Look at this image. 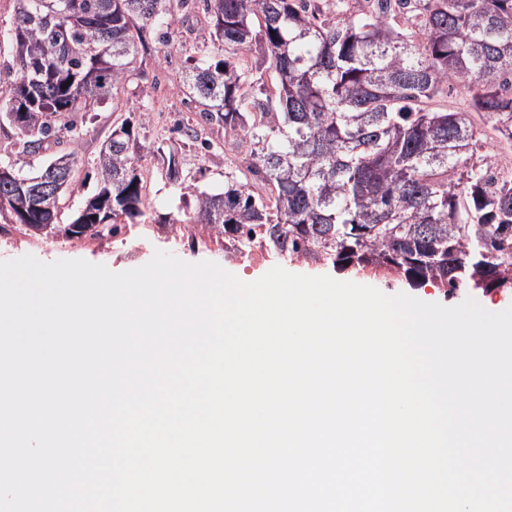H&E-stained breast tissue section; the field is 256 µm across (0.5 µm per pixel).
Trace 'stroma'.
Segmentation results:
<instances>
[{
    "instance_id": "obj_1",
    "label": "stroma",
    "mask_w": 512,
    "mask_h": 512,
    "mask_svg": "<svg viewBox=\"0 0 512 512\" xmlns=\"http://www.w3.org/2000/svg\"><path fill=\"white\" fill-rule=\"evenodd\" d=\"M210 22V15L201 6H175L167 30H147L131 71L104 103L90 112L71 113L66 128L55 130L36 152H26L20 131L8 120L0 121V165L13 167L19 175H34L56 157L75 153L76 165L58 213L59 223L68 224L96 191L95 164L101 149L113 130L131 118L133 110H140L138 168L146 202L143 224L131 225V234L123 243L108 237L77 240L39 236L1 218L0 260L26 255L47 263L83 259L119 273L143 266L160 249L190 263L215 262L246 282L269 270L266 262L225 258L220 245L208 241L205 228L196 230L197 236L207 240L206 246L197 250L175 244L170 233L171 221L193 223L196 193L223 192L225 174L239 173L247 166L240 141L225 135L223 127L206 121L201 105L190 101L183 87L191 64L204 65L217 59L214 49L203 41ZM160 145L174 151L182 171L181 186L170 184L167 165L156 151Z\"/></svg>"
}]
</instances>
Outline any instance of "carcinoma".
Returning <instances> with one entry per match:
<instances>
[{
  "label": "carcinoma",
  "instance_id": "cac0c4a2",
  "mask_svg": "<svg viewBox=\"0 0 512 512\" xmlns=\"http://www.w3.org/2000/svg\"><path fill=\"white\" fill-rule=\"evenodd\" d=\"M15 79L0 112L23 111L26 147L51 120L89 112L122 82L144 33L187 0H14ZM328 18L316 0H203L220 59L192 67L207 120L249 151L251 175L195 195L196 222L244 253L428 282L451 296L512 290V179L492 182L483 134L466 112L429 101L464 84L486 126L512 142V0H374ZM260 43L268 67L244 50ZM275 74L267 83V69ZM134 124L112 131L86 204L112 194L117 236L144 216ZM57 215L32 230L73 237Z\"/></svg>",
  "mask_w": 512,
  "mask_h": 512
}]
</instances>
